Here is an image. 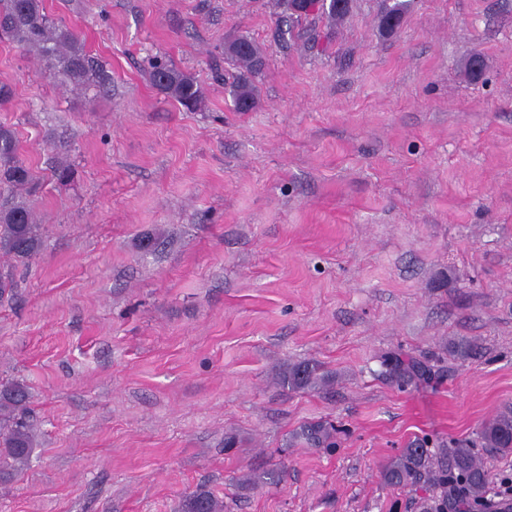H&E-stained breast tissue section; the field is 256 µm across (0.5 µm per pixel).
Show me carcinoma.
Wrapping results in <instances>:
<instances>
[{"mask_svg":"<svg viewBox=\"0 0 512 512\" xmlns=\"http://www.w3.org/2000/svg\"><path fill=\"white\" fill-rule=\"evenodd\" d=\"M380 17L384 29L399 26L412 0H384ZM281 12L278 21L293 29L309 14L304 0H277ZM0 39L20 44L44 58L60 76L74 87L103 86L110 76L99 58L90 54L77 32L49 20L44 0H0ZM246 51L224 52L225 59L239 68L230 95L239 112L251 110L258 95L256 78L263 67L259 46L246 36L235 40ZM152 82L161 93L187 111L196 110L203 91L195 78L172 64L158 62L151 72ZM40 188L31 169L19 157L14 132L0 125V250L19 260L33 257L40 248V226L28 197ZM389 375L405 386L425 374V369L411 359L392 355L383 360ZM291 390L318 389L330 383L321 365L304 361L291 365L281 378ZM29 400L27 387L19 382L0 383V420L7 431L0 432V478L5 480L29 467L34 436L22 418ZM336 427L328 422H310L296 433L311 448H328L333 444ZM480 440L486 448L512 451V408L506 409L483 424ZM383 479L391 484L430 482L440 495L424 500L420 512H456L461 507L474 510L508 506V499L489 497L494 480L478 453L467 443L430 449L425 441L409 443L391 458L382 470ZM179 512H224V501L204 486L186 494Z\"/></svg>","mask_w":512,"mask_h":512,"instance_id":"1","label":"carcinoma"}]
</instances>
